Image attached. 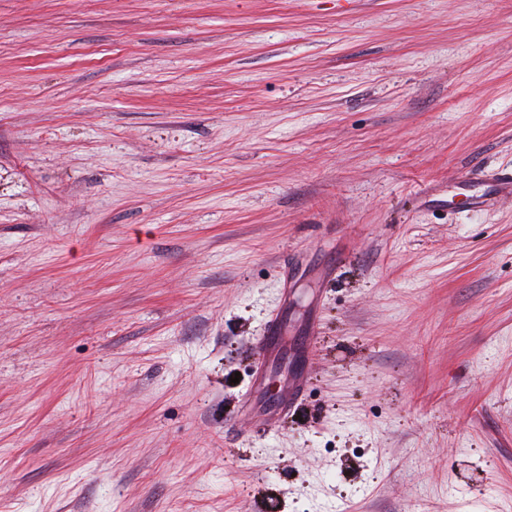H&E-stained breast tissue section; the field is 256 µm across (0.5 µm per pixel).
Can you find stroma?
<instances>
[{
  "label": "stroma",
  "instance_id": "1",
  "mask_svg": "<svg viewBox=\"0 0 512 512\" xmlns=\"http://www.w3.org/2000/svg\"><path fill=\"white\" fill-rule=\"evenodd\" d=\"M478 168L512 0H0V512H512Z\"/></svg>",
  "mask_w": 512,
  "mask_h": 512
}]
</instances>
